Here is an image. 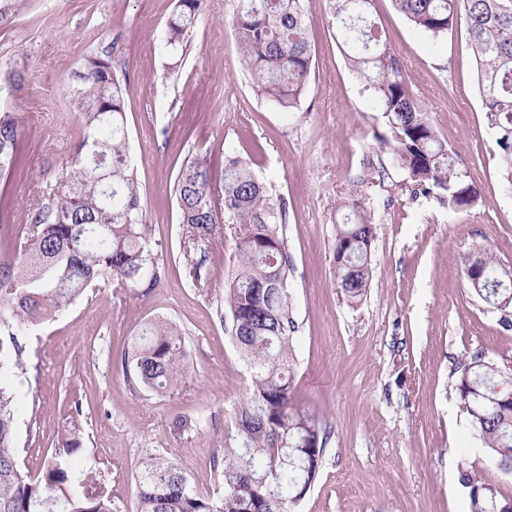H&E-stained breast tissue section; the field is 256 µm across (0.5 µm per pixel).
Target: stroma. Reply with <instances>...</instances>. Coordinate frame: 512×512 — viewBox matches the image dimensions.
Here are the masks:
<instances>
[{
    "label": "stroma",
    "mask_w": 512,
    "mask_h": 512,
    "mask_svg": "<svg viewBox=\"0 0 512 512\" xmlns=\"http://www.w3.org/2000/svg\"><path fill=\"white\" fill-rule=\"evenodd\" d=\"M175 4L26 0L0 26V70L24 76L0 93V108L19 118L23 163L21 173L0 180V216L28 223L36 190L62 175L80 138L68 88L86 57L107 58L127 78L129 152L162 271L149 293L103 288L22 337L21 470L38 474L47 450L75 429L81 463L104 473L114 512H135V473L147 454L178 462L212 489L213 458L250 386L217 314L237 237L224 230L207 256L214 293L193 287L173 183L191 155L221 172L231 147L288 204L294 398L327 428L319 475L300 512H469L465 470L512 497V474L484 455L456 390L465 357L512 362V329L465 275L467 259L485 252L512 266V181L487 126L465 25L436 44L391 0L375 4L408 86L480 193L474 208L455 213L405 188L379 151L386 118L347 66L329 0L304 2L313 66L292 112L248 80L231 24L236 0H205L189 49L175 59L161 54ZM349 198L368 200L376 225L369 288L355 304L333 281L336 224ZM157 320L180 327L188 348V379L169 397L134 389L121 367L134 336ZM178 417L186 422L179 431Z\"/></svg>",
    "instance_id": "1"
}]
</instances>
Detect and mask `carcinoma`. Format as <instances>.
Instances as JSON below:
<instances>
[{
	"instance_id": "cac0c4a2",
	"label": "carcinoma",
	"mask_w": 512,
	"mask_h": 512,
	"mask_svg": "<svg viewBox=\"0 0 512 512\" xmlns=\"http://www.w3.org/2000/svg\"><path fill=\"white\" fill-rule=\"evenodd\" d=\"M24 0H0V26L11 22ZM305 0H238L232 17L243 68L276 107L298 108L311 74L312 55ZM336 31L349 68L381 107L392 138L379 149L424 197L453 212L479 200L457 153L439 136L428 112L407 85L403 64L373 18L375 0H331ZM416 29L438 40L464 21L477 63V85L502 167L512 173V4L509 0H392ZM204 0H177L161 48L182 52ZM126 87L110 61L88 56L76 75L70 103L82 130L56 189L33 205L29 223L0 251V512H112V494L92 469H79L82 442L72 434L50 449L40 472L23 473L14 448L17 403L14 377L23 366L19 337L49 322L100 284L118 288L156 286L161 278L144 234L136 170L125 129ZM17 114L0 109V178L16 173ZM206 159L184 160L174 194L185 237V269L195 285L211 280L195 251L218 242L224 221L239 236L237 266L224 280L223 316L233 344L247 364L251 388L226 435L224 454L213 460L216 491L199 489L178 463L155 455L139 462L136 512H298L320 468L326 431L316 414L295 404L291 341L295 321L288 284L286 203L267 193L249 164L227 153L219 190ZM351 215L338 225L334 247L335 288L349 302L365 295L372 209L357 199L343 202ZM500 288H477L483 300L509 299L501 323L512 327V267L485 257ZM185 339L176 325L145 324L123 360L127 381L152 395L174 391L186 372ZM512 372L482 354L463 365L457 390L483 450L500 472L512 474ZM78 482L80 490L67 489ZM469 512H501L506 498L497 484L464 471Z\"/></svg>"
}]
</instances>
